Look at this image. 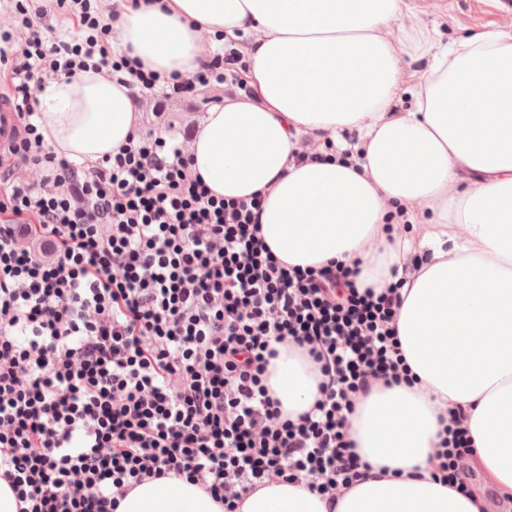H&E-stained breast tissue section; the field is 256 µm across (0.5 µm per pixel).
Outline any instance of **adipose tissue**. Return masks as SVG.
I'll return each instance as SVG.
<instances>
[{"mask_svg": "<svg viewBox=\"0 0 512 512\" xmlns=\"http://www.w3.org/2000/svg\"><path fill=\"white\" fill-rule=\"evenodd\" d=\"M403 0H164L126 7L112 41L168 78L204 63V37L238 46L249 100L211 107L191 144L192 169L220 198L264 192L261 234L284 262H358L359 283L394 284L393 266L427 254L400 293L395 326L413 386L363 399L349 434L372 466L335 510L299 485L249 496L240 512H481L480 500L436 482L441 413L462 408L471 464L512 495V30L441 44L405 33L414 105L393 111L401 58L390 35ZM45 143L95 162L136 132L121 73L88 69L50 80L36 119ZM357 137L348 146L344 134ZM324 160L295 157L303 138ZM413 222L390 230L392 214ZM314 364L283 346L268 386L284 412L318 396ZM117 512H223L181 479L145 482Z\"/></svg>", "mask_w": 512, "mask_h": 512, "instance_id": "1", "label": "adipose tissue"}]
</instances>
